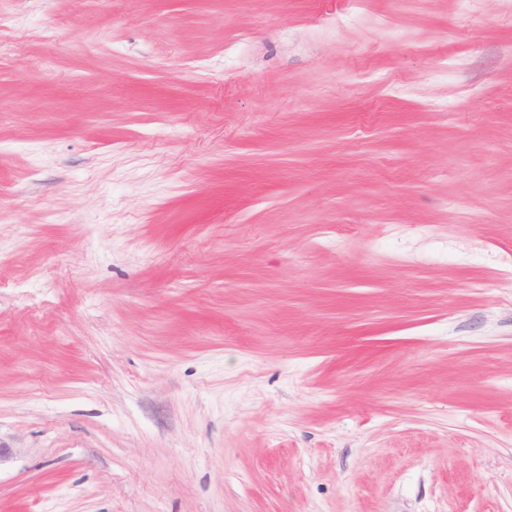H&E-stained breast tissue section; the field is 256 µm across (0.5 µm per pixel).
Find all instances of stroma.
I'll return each mask as SVG.
<instances>
[{"instance_id": "1", "label": "stroma", "mask_w": 512, "mask_h": 512, "mask_svg": "<svg viewBox=\"0 0 512 512\" xmlns=\"http://www.w3.org/2000/svg\"><path fill=\"white\" fill-rule=\"evenodd\" d=\"M512 0H0V512H512Z\"/></svg>"}]
</instances>
